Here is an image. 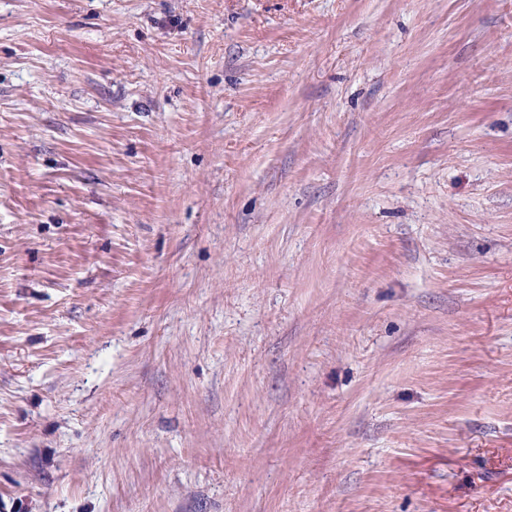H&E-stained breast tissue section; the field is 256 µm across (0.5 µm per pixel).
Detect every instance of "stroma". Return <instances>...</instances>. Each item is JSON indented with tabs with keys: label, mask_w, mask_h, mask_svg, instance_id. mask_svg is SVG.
Here are the masks:
<instances>
[{
	"label": "stroma",
	"mask_w": 512,
	"mask_h": 512,
	"mask_svg": "<svg viewBox=\"0 0 512 512\" xmlns=\"http://www.w3.org/2000/svg\"><path fill=\"white\" fill-rule=\"evenodd\" d=\"M0 512H512V0H0Z\"/></svg>",
	"instance_id": "1"
}]
</instances>
